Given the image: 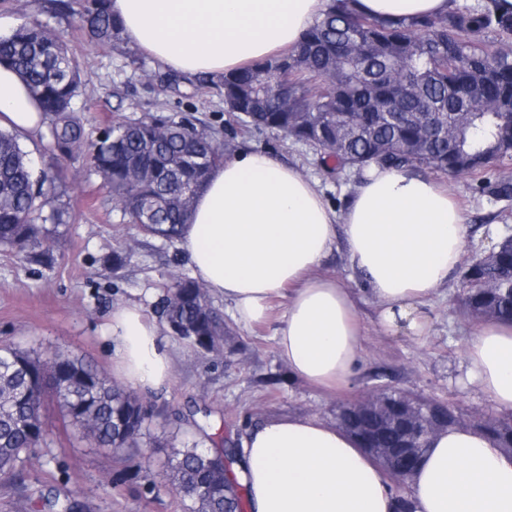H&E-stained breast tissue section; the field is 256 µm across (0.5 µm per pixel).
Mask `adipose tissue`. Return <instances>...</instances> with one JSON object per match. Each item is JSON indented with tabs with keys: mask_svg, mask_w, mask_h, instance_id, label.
Instances as JSON below:
<instances>
[{
	"mask_svg": "<svg viewBox=\"0 0 512 512\" xmlns=\"http://www.w3.org/2000/svg\"><path fill=\"white\" fill-rule=\"evenodd\" d=\"M328 0H111L125 41L164 68L229 73L294 46ZM385 18L445 15L449 0H358ZM44 127L42 110L17 73L0 66V126ZM464 213L438 182L371 167L342 210L318 183L268 152L225 158L197 195L181 235L195 277L229 302L244 325L286 306L274 340L295 378L328 391L349 387L362 363L357 295L320 268L344 243L351 270L375 300L381 325L426 335V306L464 257ZM118 376L157 388L170 358L156 325L135 305L113 310ZM467 376L503 414L512 413V322L479 321L466 350ZM239 467L248 512H396L388 475L345 430L314 417L248 428ZM414 512H512V454L471 426L430 435L410 479Z\"/></svg>",
	"mask_w": 512,
	"mask_h": 512,
	"instance_id": "obj_1",
	"label": "adipose tissue"
}]
</instances>
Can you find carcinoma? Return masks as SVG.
<instances>
[{"label": "carcinoma", "mask_w": 512, "mask_h": 512, "mask_svg": "<svg viewBox=\"0 0 512 512\" xmlns=\"http://www.w3.org/2000/svg\"><path fill=\"white\" fill-rule=\"evenodd\" d=\"M111 0H75L73 15L90 39L120 51L128 65L142 58L127 50ZM356 0H328L297 44L283 55L220 76L224 106L248 133L284 134L333 160L363 171L394 166L451 176L480 173L512 157V95L489 94L490 83L512 85V9L500 0H451L437 18L391 20L359 12ZM493 33L482 47L477 38ZM0 65L25 82L44 114L45 150L52 159L81 156L86 171L108 190L123 223L136 224L169 244L179 241L194 199L224 148L209 129L187 122L143 118L117 121L92 138L74 112L80 67L64 37L31 19L0 37ZM496 196L512 195V179L485 184ZM70 219L60 169L34 173L20 135L0 129V249L45 263L41 250L52 230ZM497 258L475 263L463 304L477 317L512 320V241L501 239ZM161 322L198 349L224 346V319L193 278L162 285ZM383 406L368 422L380 430L381 448H397L403 433L390 403L412 397L389 385ZM56 406L79 441L127 460L166 457V475L181 512H245L246 487L225 472L238 449L210 437L204 447L185 438L181 447L151 439L158 408L112 382L93 363L58 351L49 361L14 344H0V475L14 478L36 448L49 447L42 417ZM512 449V420L473 422Z\"/></svg>", "instance_id": "cac0c4a2"}]
</instances>
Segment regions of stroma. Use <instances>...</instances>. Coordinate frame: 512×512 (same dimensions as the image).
<instances>
[{
    "instance_id": "obj_1",
    "label": "stroma",
    "mask_w": 512,
    "mask_h": 512,
    "mask_svg": "<svg viewBox=\"0 0 512 512\" xmlns=\"http://www.w3.org/2000/svg\"><path fill=\"white\" fill-rule=\"evenodd\" d=\"M28 14L62 33L76 56L84 91L75 106L84 112L89 132L124 117H188L216 132L233 151L263 149L295 166L318 182L335 208H342L358 186L357 173L325 168L309 146L268 132L237 133L224 110L220 86L200 85L198 77L189 75L166 85L158 79L162 66L150 60L144 70L133 69L112 47L92 43L59 0H0V32H12ZM60 165L68 176L72 216L46 244L51 263L35 264L0 250V342L34 348L45 358L66 350L93 360L110 376L115 345L106 322L113 309L135 304L149 321H156L162 283L171 274L188 275L192 269L180 245L141 235L134 225L123 223L108 192L97 177L86 174L81 160L64 159ZM436 180L448 186L463 208L465 260L512 229V196L481 192L476 175L440 174ZM122 240L133 241L134 251L128 264L117 268L112 250ZM321 271L360 292L364 360L346 394L331 396L289 376L273 339L283 301H276L268 322L245 326L229 316L228 304L215 294L211 300L224 315L230 351L204 352L167 328L159 330L172 361L170 378L161 387L137 390L162 412L155 434H162L163 420L194 404L210 409L211 432L233 440L249 425L278 417H315L332 424L343 404L379 384L446 402L467 420L495 416L492 404L466 376L464 348L475 321L462 310V273H455L448 287L433 296L431 331L417 338L393 336L378 327L377 305L361 293L343 250L331 252ZM53 487L80 502L83 512H180L164 454L154 455L147 473L141 474L134 461L76 441L58 422L49 447L31 454L20 480H0V512H44L40 497Z\"/></svg>"
}]
</instances>
